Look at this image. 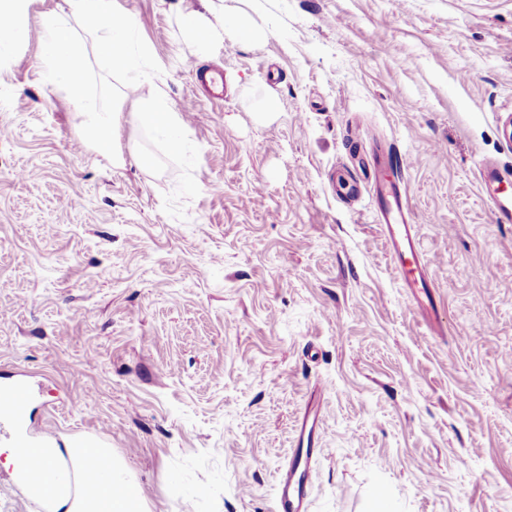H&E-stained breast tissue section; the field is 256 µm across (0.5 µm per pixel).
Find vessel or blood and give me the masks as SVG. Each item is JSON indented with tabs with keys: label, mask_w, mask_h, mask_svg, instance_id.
<instances>
[{
	"label": "vessel or blood",
	"mask_w": 512,
	"mask_h": 512,
	"mask_svg": "<svg viewBox=\"0 0 512 512\" xmlns=\"http://www.w3.org/2000/svg\"><path fill=\"white\" fill-rule=\"evenodd\" d=\"M186 69L196 87L214 100L224 97L222 71L188 60ZM480 182L484 198L490 205L494 220L512 224V172L493 160L479 164ZM372 182L376 190L374 220L388 243V255L399 273L404 288L417 307L421 322L429 329L438 326L433 280L430 266L421 250L409 199L404 187L391 174L383 155L373 159ZM321 397L307 402L300 413L296 427L295 447L287 466L278 471L275 512H304L310 466L320 448ZM31 394L25 381L0 385V433H7L6 447L17 449L24 463L15 478L32 488H42L51 474L49 464L29 463L27 457L34 448L50 446L56 439L53 429H42L31 434L27 429Z\"/></svg>",
	"instance_id": "1"
}]
</instances>
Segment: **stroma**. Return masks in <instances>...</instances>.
Instances as JSON below:
<instances>
[{
    "instance_id": "obj_1",
    "label": "stroma",
    "mask_w": 512,
    "mask_h": 512,
    "mask_svg": "<svg viewBox=\"0 0 512 512\" xmlns=\"http://www.w3.org/2000/svg\"><path fill=\"white\" fill-rule=\"evenodd\" d=\"M62 2L30 0L0 65V381L34 385L30 430L108 442L143 512H275L324 384L307 512H512V224L478 178L512 167V0H116L162 72L123 87L114 160L39 76ZM196 9L261 37L198 48ZM157 93L188 149L134 120ZM378 148L443 335L373 220ZM13 471L1 452L0 512H42ZM185 68L192 76L196 87L214 100L224 98V73L212 66L199 65L195 59L188 60Z\"/></svg>"
}]
</instances>
